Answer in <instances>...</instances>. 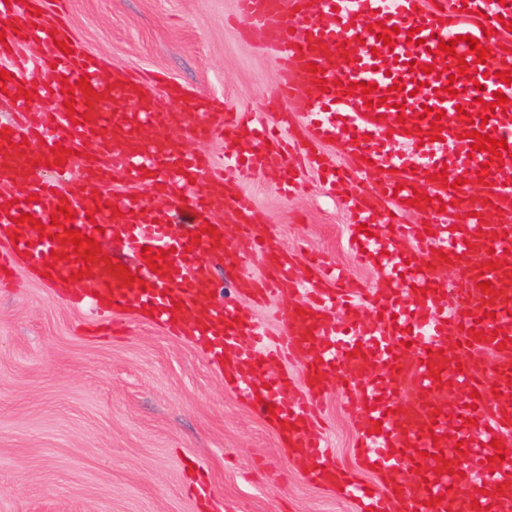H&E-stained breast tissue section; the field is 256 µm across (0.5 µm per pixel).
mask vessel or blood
<instances>
[{
	"instance_id": "obj_1",
	"label": "vessel or blood",
	"mask_w": 512,
	"mask_h": 512,
	"mask_svg": "<svg viewBox=\"0 0 512 512\" xmlns=\"http://www.w3.org/2000/svg\"><path fill=\"white\" fill-rule=\"evenodd\" d=\"M34 2L0 0V70L9 74L13 111L0 122V133H11L0 136V188L14 200L0 207L7 242L0 277L23 259L50 275L73 306L134 307L167 333L193 337L236 393L270 418L307 482L334 488L358 512H512V448L499 461L492 445L512 434V156L492 160L472 151L469 137L476 129L512 149V84L498 78L512 68V0H235L241 27L261 35L257 51L279 63L272 121L185 95L170 81L155 94L124 69L104 80L103 60L72 39L59 14H35ZM386 28L395 31L390 47L379 39ZM472 38L489 48L485 62L470 52ZM451 40L456 57L436 60L440 42ZM28 45L37 59L22 54ZM415 63L432 73L412 71ZM84 76L87 92L76 87ZM360 82L375 92L345 95V86ZM66 84L75 88L70 110ZM448 86L454 95L442 97ZM24 89L30 98L21 97ZM486 103L491 111H483ZM72 110L86 121L73 123ZM174 129L184 139H220L224 151H187ZM86 140L95 150L80 161L82 175L70 176V150ZM332 143L341 154L326 153ZM59 146L63 162L46 177ZM226 168L242 179L267 171L287 192L296 172L318 171L349 212L355 260L380 265L383 276L368 286L322 255L299 260L248 197L225 187ZM442 171L443 182L435 178ZM365 175L376 176L375 186L357 188ZM202 177L208 185L199 191L194 182ZM110 178L150 183L152 193H106ZM418 192L424 201L410 205ZM61 205L75 218L56 226L51 215ZM176 211L192 216L189 234H172ZM26 214L45 233L23 222ZM209 223L215 233L206 232ZM70 229L98 242L118 239L137 264L125 270L94 254L85 263L93 284L81 287L76 274L85 264L65 241ZM147 246L167 251L168 264L153 270L143 258ZM257 254L261 274L239 287L289 295L291 308L274 312L275 335L247 308L197 304L211 285L212 258L232 271ZM478 254L489 263H472ZM450 257L457 274L449 280L442 271ZM484 281L490 290H481ZM292 358L304 388H292L285 374L263 376L266 363ZM333 379L346 383L345 409L358 426L354 472L337 464L318 431L317 402ZM412 468L420 476L406 480ZM363 469L382 490L360 477Z\"/></svg>"
}]
</instances>
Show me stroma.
Wrapping results in <instances>:
<instances>
[{"instance_id":"obj_1","label":"stroma","mask_w":512,"mask_h":512,"mask_svg":"<svg viewBox=\"0 0 512 512\" xmlns=\"http://www.w3.org/2000/svg\"><path fill=\"white\" fill-rule=\"evenodd\" d=\"M234 0H67L72 35L107 68L160 71L192 92L251 111L274 97L278 67L258 36L230 18ZM283 247L347 265L349 217L318 174L293 197L257 173L236 184ZM212 288L268 322L287 294L254 304L212 263ZM345 388L321 398L325 434L340 465H355L358 437ZM207 484L211 496L198 498ZM0 512H355L310 485L274 430L240 400L206 352L137 310L69 306L24 265L0 288Z\"/></svg>"}]
</instances>
